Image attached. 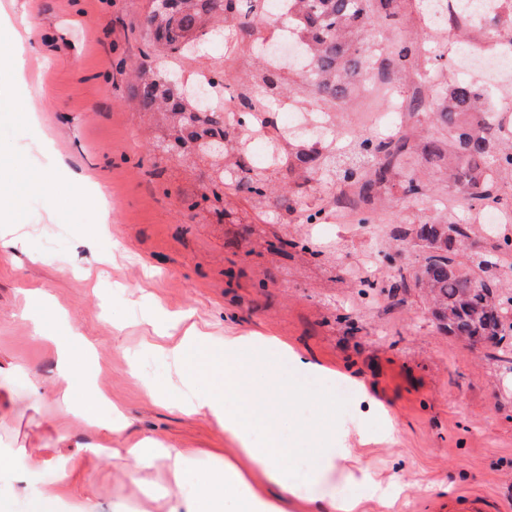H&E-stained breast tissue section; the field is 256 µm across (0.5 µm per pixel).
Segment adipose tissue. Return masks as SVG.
I'll use <instances>...</instances> for the list:
<instances>
[{"label": "adipose tissue", "mask_w": 512, "mask_h": 512, "mask_svg": "<svg viewBox=\"0 0 512 512\" xmlns=\"http://www.w3.org/2000/svg\"><path fill=\"white\" fill-rule=\"evenodd\" d=\"M37 51V43L22 36L0 47V112L13 111L7 91L24 81L26 61ZM149 317L165 329L184 325L183 335L168 350L169 358L179 367L182 383L195 384L198 369L203 365L221 379L217 388L192 396L182 404V411L207 417L220 430L234 434L240 453L257 462L266 479L262 485L250 484L223 456H215L202 484L182 494L185 512H287L288 498L295 495L296 489L286 462L298 457L301 449L284 443L277 428L279 415L271 405L272 400L288 393L285 381L272 372L262 384L254 382L253 372L264 362L265 341L252 336L213 339L189 325L188 314L171 313L156 304L150 308ZM35 332L39 338L52 342L56 350L58 421L71 428H98L109 434L123 432V425L112 420L111 401L94 385L85 361L76 358L72 342L41 326ZM112 457L118 465L132 461L143 469L163 461L178 477L185 470L188 452L170 445L160 447L155 440L143 438L126 442L124 450H113ZM51 460L47 451L15 448L0 452V473L34 477ZM52 461L67 473L79 467L73 456H59Z\"/></svg>", "instance_id": "1"}]
</instances>
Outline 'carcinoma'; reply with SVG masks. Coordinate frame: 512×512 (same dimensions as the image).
Segmentation results:
<instances>
[{
    "label": "carcinoma",
    "instance_id": "obj_1",
    "mask_svg": "<svg viewBox=\"0 0 512 512\" xmlns=\"http://www.w3.org/2000/svg\"><path fill=\"white\" fill-rule=\"evenodd\" d=\"M292 13L288 26L301 35L300 44L309 57L301 72L304 87L319 99L334 104L349 99L356 79L372 70L371 57L358 47L355 38L366 36L379 20L398 11L402 0H290ZM217 22L224 30L249 28L267 22V14L256 9L255 0H152L145 21L147 36L157 58L180 59L171 66L148 67L141 63L134 71L131 95L143 112L159 115L174 126L177 139L199 146L224 143V175L221 183L248 193L264 206L267 180L255 172L244 178L235 169L242 167L241 156L254 120L273 111L275 97L282 92L284 76L277 67L263 68L246 84L238 85L243 107L240 120L224 123V113L198 111L171 84L174 69L192 59L193 43L206 28ZM442 137H425L412 127L401 137H354L340 152L327 150L280 135L274 121L264 119L268 135L279 140L288 164L281 169L294 181L303 183L322 173L340 183L339 196L312 210L309 224H319L326 208L345 206L361 215L359 222L372 220L380 193L399 181L409 198L427 195L428 186L416 177H403L404 157L413 145L420 155L448 177V186L481 204L497 193V178L512 174V146L504 141L501 129L488 116L484 92L471 81L457 80L430 108ZM465 218L448 213L441 224H419L413 229L416 245L425 252L424 263L414 275L413 286L427 282L436 303L432 316L450 335L478 342L505 339V326L512 327V296H504L493 281L483 277L498 265L501 244L472 254L462 251L469 238Z\"/></svg>",
    "mask_w": 512,
    "mask_h": 512
}]
</instances>
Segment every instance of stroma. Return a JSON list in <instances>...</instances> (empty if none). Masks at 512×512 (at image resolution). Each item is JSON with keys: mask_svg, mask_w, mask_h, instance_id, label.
<instances>
[{"mask_svg": "<svg viewBox=\"0 0 512 512\" xmlns=\"http://www.w3.org/2000/svg\"><path fill=\"white\" fill-rule=\"evenodd\" d=\"M0 7L23 15L44 51L28 58L26 83L13 94L22 103L36 91L38 124L0 112V175L24 186L28 242L27 250L0 252V386L20 403L0 417V449L48 444L81 461L65 483L53 465L32 483L0 474V498L12 512H30L34 484L67 486L73 500L97 512H168L179 489L164 467L130 478L90 452L102 431L56 424V355L31 332L29 288L66 310L89 343L98 388L129 421L113 447L147 436L187 449L185 487L197 484L219 450L251 483L264 477L211 420L145 394V381L176 382L166 351L183 333L179 326L154 332L145 320L154 301L190 312L217 338L277 337L351 380L352 393L342 398L325 390L323 376L287 368L289 380L307 389L280 420L304 448L288 463L301 486L288 512H321L311 437L330 433L353 453L324 484L357 499V512H448L466 494L482 498V512H512V372L494 350L442 331L419 289L401 285L425 257L411 231L447 216L454 195L432 166L410 155L404 174L428 183L429 195L412 200L391 185L368 224L344 211L305 223L306 209L338 190L319 176L299 185L269 170L270 201L260 209L231 188L212 196L207 164L161 155L155 116L131 101L132 70L150 51L142 30L150 0H0ZM395 39L415 49L408 71L425 73L431 45L413 6L383 19L373 42L380 50ZM58 161L70 173L58 176L53 197L28 188ZM283 198L297 200L295 211L279 207ZM304 238L317 254L295 248ZM366 249L380 258L378 285L367 291L356 275ZM19 365L26 374L16 373ZM389 416L399 423L390 438L383 433ZM365 473L390 490L392 508L372 496Z\"/></svg>", "mask_w": 512, "mask_h": 512, "instance_id": "35a3bbf8", "label": "stroma"}]
</instances>
